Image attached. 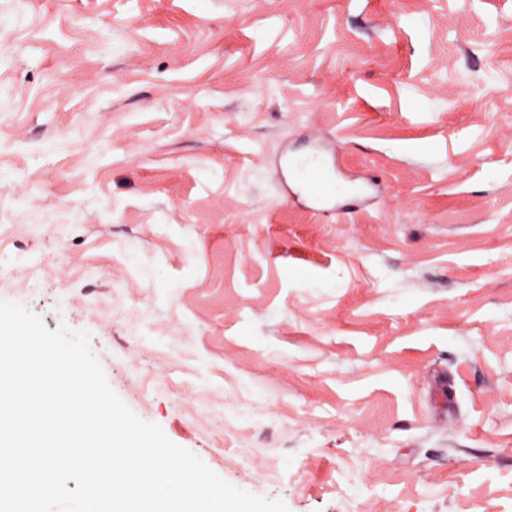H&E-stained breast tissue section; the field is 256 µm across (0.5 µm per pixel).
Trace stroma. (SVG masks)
I'll list each match as a JSON object with an SVG mask.
<instances>
[{
	"instance_id": "35a3bbf8",
	"label": "stroma",
	"mask_w": 512,
	"mask_h": 512,
	"mask_svg": "<svg viewBox=\"0 0 512 512\" xmlns=\"http://www.w3.org/2000/svg\"><path fill=\"white\" fill-rule=\"evenodd\" d=\"M0 299L288 512H512V0H0ZM293 172L306 194L319 200H331L336 195V183L332 176L317 162L298 163Z\"/></svg>"
}]
</instances>
